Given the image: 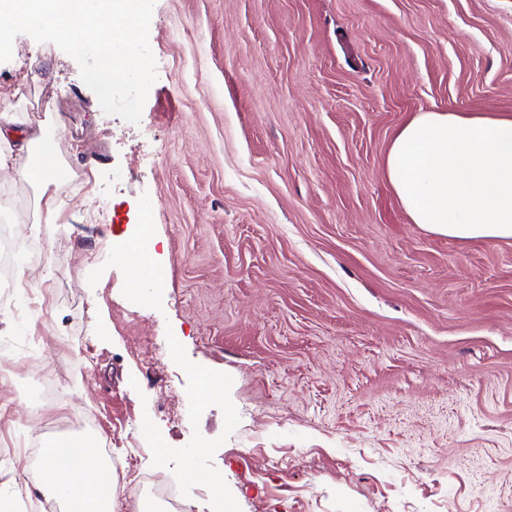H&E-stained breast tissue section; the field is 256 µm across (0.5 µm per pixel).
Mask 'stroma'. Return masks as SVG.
I'll list each match as a JSON object with an SVG mask.
<instances>
[{"label":"stroma","instance_id":"stroma-1","mask_svg":"<svg viewBox=\"0 0 512 512\" xmlns=\"http://www.w3.org/2000/svg\"><path fill=\"white\" fill-rule=\"evenodd\" d=\"M149 45L136 125L55 44L0 63L79 179L48 224L0 171V501L40 512L22 428L109 441L117 512L162 506L131 457L192 512L216 473L233 512H512V239L431 234L384 177L416 113L512 114V0H156Z\"/></svg>","mask_w":512,"mask_h":512}]
</instances>
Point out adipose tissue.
<instances>
[{
    "mask_svg": "<svg viewBox=\"0 0 512 512\" xmlns=\"http://www.w3.org/2000/svg\"><path fill=\"white\" fill-rule=\"evenodd\" d=\"M21 180L46 187L66 176L42 134L26 142ZM386 179L412 223L461 240L512 238V114L421 112L388 149ZM33 481L66 512H112V467L93 439L55 440L41 450Z\"/></svg>",
    "mask_w": 512,
    "mask_h": 512,
    "instance_id": "1",
    "label": "adipose tissue"
}]
</instances>
